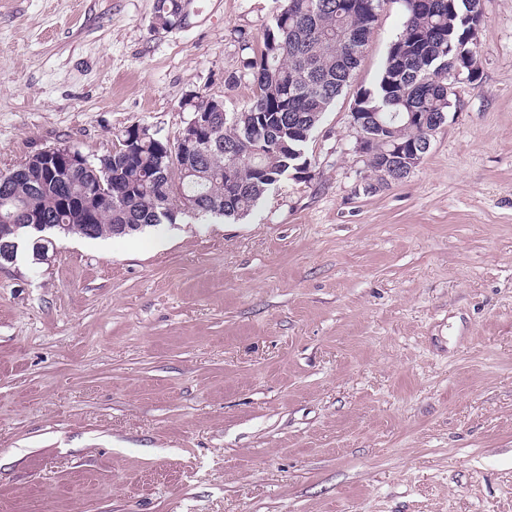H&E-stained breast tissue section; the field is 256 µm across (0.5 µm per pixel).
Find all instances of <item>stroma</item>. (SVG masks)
Segmentation results:
<instances>
[{"label":"stroma","mask_w":512,"mask_h":512,"mask_svg":"<svg viewBox=\"0 0 512 512\" xmlns=\"http://www.w3.org/2000/svg\"><path fill=\"white\" fill-rule=\"evenodd\" d=\"M277 6L0 0V173L242 109ZM403 20L381 0L308 172L252 211L0 266V512H512V0L385 187L351 108ZM185 0H157L154 24L162 28H171L174 25H166L168 21L174 22L176 14L180 12L183 6L184 18L186 17L185 9L187 6Z\"/></svg>","instance_id":"35a3bbf8"}]
</instances>
